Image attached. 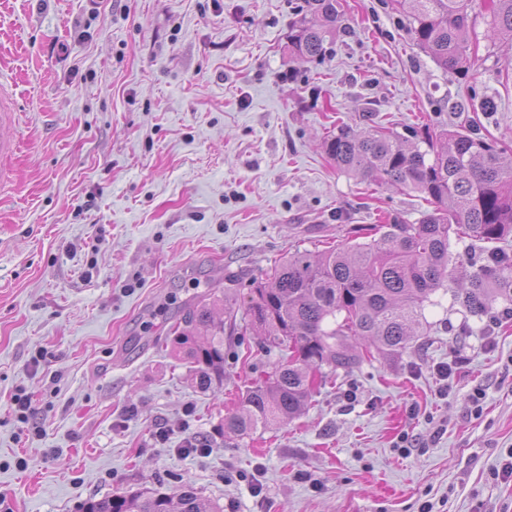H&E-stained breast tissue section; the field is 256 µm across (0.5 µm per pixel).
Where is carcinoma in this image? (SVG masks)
<instances>
[{
    "mask_svg": "<svg viewBox=\"0 0 512 512\" xmlns=\"http://www.w3.org/2000/svg\"><path fill=\"white\" fill-rule=\"evenodd\" d=\"M409 20L415 44L445 71L471 65L473 0H387ZM489 33L512 37V0H491ZM336 0H303L288 24L292 59L320 61L336 37ZM438 146L416 130L409 136L375 122L336 125L324 138L336 167L360 181L413 192L428 204L409 224H370L366 233L318 255L297 251L252 282L249 327L279 359L251 382L224 416V432L267 430L297 417L313 395L311 376L325 364L347 369L361 360L346 341H366L365 352H397L424 336L426 304L452 291L472 314L490 298L512 305V151L458 129H442ZM495 243L473 273L453 277L451 237ZM212 291L187 304L171 339L202 392L224 385V334L233 310L215 315ZM83 512H217L191 490L176 495L128 492L89 500Z\"/></svg>",
    "mask_w": 512,
    "mask_h": 512,
    "instance_id": "carcinoma-1",
    "label": "carcinoma"
}]
</instances>
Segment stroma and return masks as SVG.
<instances>
[{"label":"stroma","instance_id":"stroma-1","mask_svg":"<svg viewBox=\"0 0 512 512\" xmlns=\"http://www.w3.org/2000/svg\"><path fill=\"white\" fill-rule=\"evenodd\" d=\"M301 0H0V85L21 114L0 197V512H81L127 490H191L220 512H512V311L438 292L428 333L351 369L322 367L274 429L221 421L273 355L248 327L250 285L411 194L336 170L321 140L366 111L465 127L512 149V54L473 2L475 58L446 72L383 0H339L323 61L291 60ZM234 308L224 386L203 392L171 346L212 280ZM457 365L448 396L433 373ZM482 393V410L471 397ZM34 414L20 421L14 397ZM182 426L160 444L158 427ZM412 440L401 453L400 437ZM211 451L184 458L183 441Z\"/></svg>","mask_w":512,"mask_h":512}]
</instances>
